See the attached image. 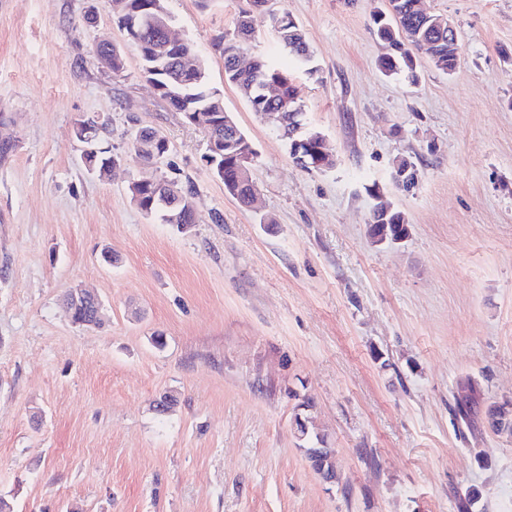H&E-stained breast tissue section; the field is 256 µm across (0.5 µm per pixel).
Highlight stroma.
I'll return each mask as SVG.
<instances>
[{
	"instance_id": "stroma-1",
	"label": "stroma",
	"mask_w": 512,
	"mask_h": 512,
	"mask_svg": "<svg viewBox=\"0 0 512 512\" xmlns=\"http://www.w3.org/2000/svg\"><path fill=\"white\" fill-rule=\"evenodd\" d=\"M302 29L315 73L286 59L265 17L250 55L286 69L334 158L307 170L224 82L220 44L245 0H165L255 156L253 206L225 190L209 141L170 110L106 0H0V498L13 512H512V0H421L452 20V72L421 57L384 75L371 29L387 0H271ZM125 156L87 171L77 119ZM169 142L142 168L128 132ZM418 179L393 181L401 160ZM189 180L195 222L146 215L131 179ZM410 234L377 245L378 202ZM111 251L113 263L101 254ZM80 285L107 322L75 325ZM165 338L156 348L153 338ZM477 388L467 421L457 383ZM177 404L159 414L155 400ZM333 449L335 483L294 432ZM486 416L491 427L500 432L512 431V403H493L488 406ZM295 425L296 430L298 432V439L303 441V443L299 444V447L306 449V455L311 463L313 469L320 475H324L325 473L330 472L332 467V449L330 448H315V447H307L305 446L307 443V438L310 435L309 428L305 420H302L301 417H295ZM312 449L317 451H321L318 455L309 454L308 452ZM324 481L327 483H334L336 481V473L334 470L331 471L330 474L325 475L323 477Z\"/></svg>"
}]
</instances>
